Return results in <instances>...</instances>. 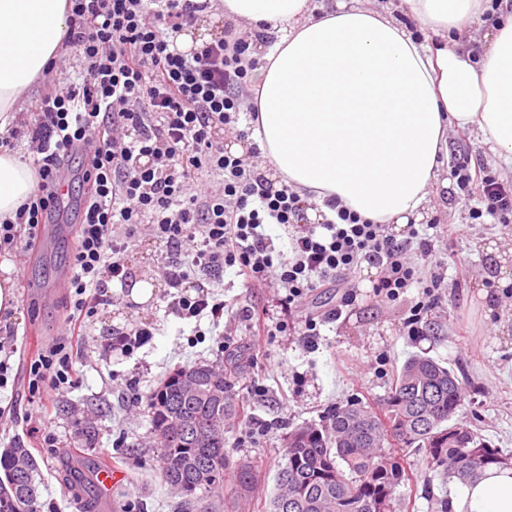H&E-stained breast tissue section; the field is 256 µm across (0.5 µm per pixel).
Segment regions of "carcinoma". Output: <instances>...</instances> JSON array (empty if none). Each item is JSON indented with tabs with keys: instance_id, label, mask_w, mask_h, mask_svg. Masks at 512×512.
<instances>
[{
	"instance_id": "obj_1",
	"label": "carcinoma",
	"mask_w": 512,
	"mask_h": 512,
	"mask_svg": "<svg viewBox=\"0 0 512 512\" xmlns=\"http://www.w3.org/2000/svg\"><path fill=\"white\" fill-rule=\"evenodd\" d=\"M239 371L235 358L178 367L146 394L161 477L180 496L175 512H196L201 499L209 500L210 512H224L229 473L237 493L257 481L254 466L231 464L224 448L227 422L237 413L228 380ZM188 372L199 380L195 391L185 388ZM463 399L455 372L432 358H408L380 411L353 398L331 408L321 427L288 432L272 512H398L396 489L413 479L409 448L445 481L465 483L506 465L511 453L453 421ZM0 470V512H41L40 467L30 450L16 444L0 452Z\"/></svg>"
}]
</instances>
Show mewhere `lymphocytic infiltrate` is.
Wrapping results in <instances>:
<instances>
[{
	"instance_id": "obj_1",
	"label": "lymphocytic infiltrate",
	"mask_w": 512,
	"mask_h": 512,
	"mask_svg": "<svg viewBox=\"0 0 512 512\" xmlns=\"http://www.w3.org/2000/svg\"><path fill=\"white\" fill-rule=\"evenodd\" d=\"M69 3L63 44L81 59L83 82L45 94L30 119L0 132V149L14 150L18 139H27L37 177L15 221L0 224V252L37 244L58 206L66 166L83 158L86 191L69 259L67 333L31 366L30 393L61 396L70 388L86 321L99 306L112 304L109 284L126 283V245L143 234L163 248L165 284L181 291L170 303L179 317L206 311L223 316V301L189 288L198 273L232 268L247 287L285 291L284 319L276 326L246 307L243 320L267 336L286 332L289 319L297 317L303 335L314 336L317 321L304 310L309 294L338 289L340 297L324 318L339 319L358 296L353 271L367 264L376 270L373 294L382 302L420 289L404 326L408 335L422 334L421 323L445 286L444 276L427 268L438 255L437 235L411 225L397 238L388 225L330 199L321 223H303L309 200L256 168L258 149L249 136L259 115L246 88L261 64L256 52L263 36L228 22L211 40L185 51L178 35L196 26L211 0ZM228 133L244 142L243 153L225 149ZM210 173L221 174V181H207ZM450 178L470 219L512 225V181L467 156ZM273 224L290 226L286 250L275 248L267 232Z\"/></svg>"
}]
</instances>
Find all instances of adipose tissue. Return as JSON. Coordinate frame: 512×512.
I'll return each mask as SVG.
<instances>
[{
    "instance_id": "1",
    "label": "adipose tissue",
    "mask_w": 512,
    "mask_h": 512,
    "mask_svg": "<svg viewBox=\"0 0 512 512\" xmlns=\"http://www.w3.org/2000/svg\"><path fill=\"white\" fill-rule=\"evenodd\" d=\"M226 17L270 40L252 87L259 148L297 192L314 191L377 224H405L448 161V132L475 129L512 167V13L476 44L437 49L398 17L435 33L468 25L484 0H391L313 15L310 0H222ZM68 0H0V129L61 53ZM35 171L0 152V222L33 193ZM454 512H512V467L485 469Z\"/></svg>"
}]
</instances>
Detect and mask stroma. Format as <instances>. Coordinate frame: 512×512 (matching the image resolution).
<instances>
[{"label": "stroma", "mask_w": 512, "mask_h": 512, "mask_svg": "<svg viewBox=\"0 0 512 512\" xmlns=\"http://www.w3.org/2000/svg\"><path fill=\"white\" fill-rule=\"evenodd\" d=\"M81 60L62 52L57 67L26 93L25 104L49 89L82 81ZM449 168H442L430 202L413 221L437 220L445 245L440 253L447 277L465 270L460 288L442 289L423 335L403 329L409 309L419 297L408 289L400 302L389 305L375 298L371 281L376 270L362 265L355 273L359 296L344 308L338 321L321 325L317 344L307 348L297 333H280L254 343L242 307L274 308L277 291L248 288L233 270L222 276L204 274L201 281L224 299V317L183 319L168 308L170 298L157 268L160 247L141 238L127 247L131 284L117 288V303L101 308L90 320L74 362L73 385L53 410L55 447H41L32 429L39 413L27 388L31 361L63 335L67 314L69 256L75 243L74 208L62 223L47 225L36 249L18 257L11 268L18 324L11 357L14 385L0 388V407H13L14 418L0 422V448L18 440L35 456L44 483V503L55 512H80L63 489L66 469L117 468L123 482L104 488L98 481L84 493L99 503V512H174L178 495L160 475L157 439L146 405L133 404V393H148L180 366L216 363L229 356L242 362L230 393L239 413L225 430V447L232 462L249 461L260 477L239 497L236 512H270L275 476L285 454L288 431L300 425H322L327 411L351 398L379 406L404 361L413 355L433 358L466 375V396L455 418L478 431L495 448L512 451V300L501 294L512 283V236L497 224H473L453 199L444 197ZM144 282L151 297L136 302L130 287ZM150 325L151 338L132 354L104 358L103 345L113 329ZM418 472L413 485L399 487L404 512H438L440 498L456 490L455 483L431 477L422 457L410 458Z\"/></svg>", "instance_id": "1"}]
</instances>
